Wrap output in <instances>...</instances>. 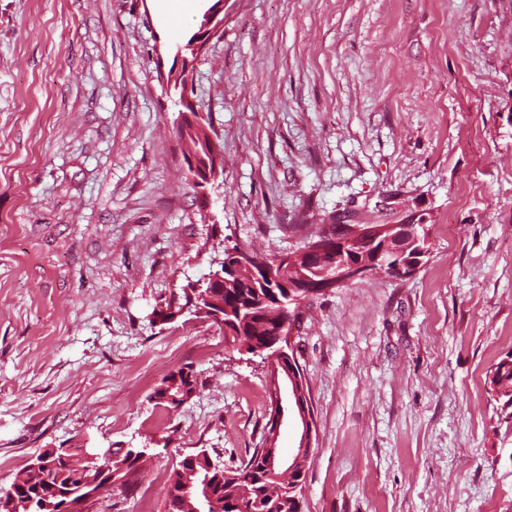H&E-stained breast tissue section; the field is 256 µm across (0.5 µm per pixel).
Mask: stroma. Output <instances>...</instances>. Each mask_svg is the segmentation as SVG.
<instances>
[{
  "instance_id": "1",
  "label": "stroma",
  "mask_w": 512,
  "mask_h": 512,
  "mask_svg": "<svg viewBox=\"0 0 512 512\" xmlns=\"http://www.w3.org/2000/svg\"><path fill=\"white\" fill-rule=\"evenodd\" d=\"M211 0H0V488L51 448L146 449L84 512H164L170 473L269 437L268 362L186 312L237 245L418 224L429 250L304 303L313 408L302 512H512V0H228L184 91L174 48ZM211 115L212 204L179 99ZM192 370L176 411L151 398ZM512 358V354L506 356V358L499 360L496 364L491 366L487 372V384H489V390L495 391L497 394L496 400L502 401L501 415H504V421L512 424V369L508 370L506 365L507 358ZM502 368L504 370L502 371ZM496 372L498 379L490 380V374ZM492 384L498 385V389H495ZM511 409V411H508Z\"/></svg>"
}]
</instances>
